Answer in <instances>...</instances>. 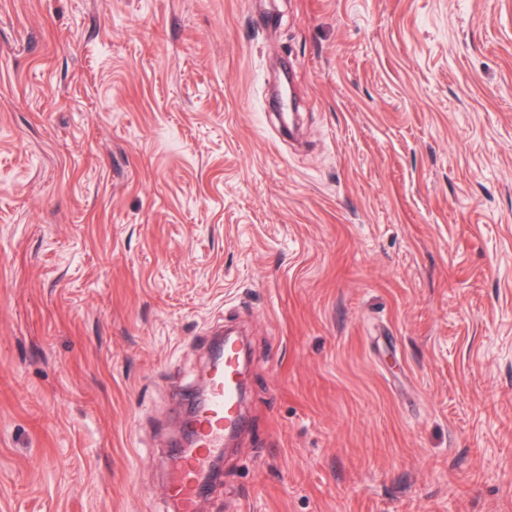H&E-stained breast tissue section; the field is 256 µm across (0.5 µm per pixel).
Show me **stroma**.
Masks as SVG:
<instances>
[{
	"mask_svg": "<svg viewBox=\"0 0 512 512\" xmlns=\"http://www.w3.org/2000/svg\"><path fill=\"white\" fill-rule=\"evenodd\" d=\"M512 512V0H0V512ZM243 344L238 336L226 334L207 367V385L194 400V434L174 449L179 461L176 475L166 486L174 511L199 512V503L218 478L213 461L224 454V443L244 423L240 377Z\"/></svg>",
	"mask_w": 512,
	"mask_h": 512,
	"instance_id": "stroma-1",
	"label": "stroma"
}]
</instances>
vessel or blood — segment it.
Listing matches in <instances>:
<instances>
[{"label":"vessel or blood","instance_id":"obj_1","mask_svg":"<svg viewBox=\"0 0 512 512\" xmlns=\"http://www.w3.org/2000/svg\"><path fill=\"white\" fill-rule=\"evenodd\" d=\"M242 367L241 339L225 335L207 367V385L194 400V434L174 450L179 466L166 494L175 512H199V503L214 482V460L243 426Z\"/></svg>","mask_w":512,"mask_h":512}]
</instances>
